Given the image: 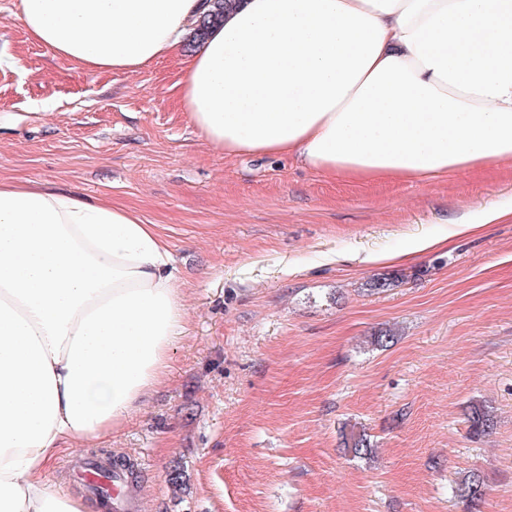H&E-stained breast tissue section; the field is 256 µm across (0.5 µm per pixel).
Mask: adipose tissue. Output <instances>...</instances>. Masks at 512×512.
<instances>
[{"label": "adipose tissue", "instance_id": "1", "mask_svg": "<svg viewBox=\"0 0 512 512\" xmlns=\"http://www.w3.org/2000/svg\"><path fill=\"white\" fill-rule=\"evenodd\" d=\"M28 35L135 72L201 0H20ZM216 148L350 181L512 162V0H229L181 81ZM186 311L167 242L134 212L0 182V512H84L46 471L164 379Z\"/></svg>", "mask_w": 512, "mask_h": 512}]
</instances>
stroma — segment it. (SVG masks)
<instances>
[{
    "label": "stroma",
    "instance_id": "35a3bbf8",
    "mask_svg": "<svg viewBox=\"0 0 512 512\" xmlns=\"http://www.w3.org/2000/svg\"><path fill=\"white\" fill-rule=\"evenodd\" d=\"M18 11L0 0V182L156 225L187 312L161 384L111 440L61 449L48 480L105 512L73 469L109 453L134 467V512H466L452 488L476 470L482 512H512V166L354 182L227 156L181 105L191 48L90 72L29 40ZM487 210L503 216L447 237ZM377 277L396 283L368 291ZM475 403L489 434L469 429ZM346 424L370 458L340 448Z\"/></svg>",
    "mask_w": 512,
    "mask_h": 512
}]
</instances>
